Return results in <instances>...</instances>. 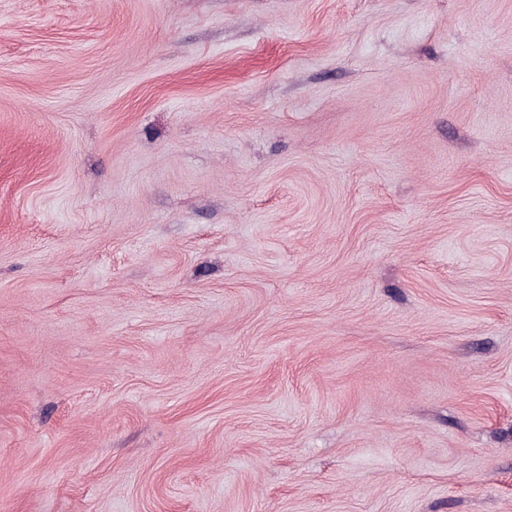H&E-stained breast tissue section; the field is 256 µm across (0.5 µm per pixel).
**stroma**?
Here are the masks:
<instances>
[{"label": "stroma", "instance_id": "35a3bbf8", "mask_svg": "<svg viewBox=\"0 0 512 512\" xmlns=\"http://www.w3.org/2000/svg\"><path fill=\"white\" fill-rule=\"evenodd\" d=\"M0 512H512V0H0Z\"/></svg>", "mask_w": 512, "mask_h": 512}]
</instances>
